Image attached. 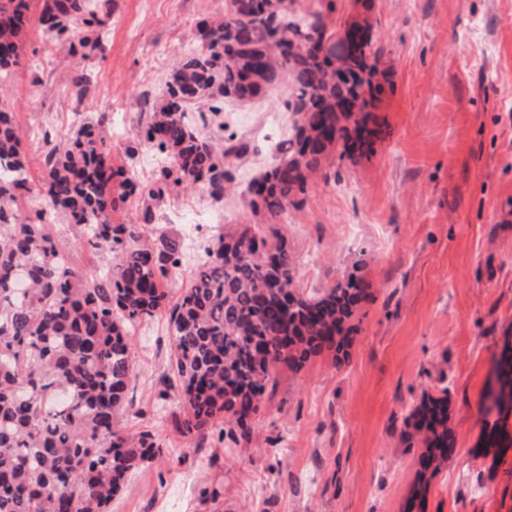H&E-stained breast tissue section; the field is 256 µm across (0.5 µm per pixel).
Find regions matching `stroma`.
Returning <instances> with one entry per match:
<instances>
[{"instance_id":"35a3bbf8","label":"stroma","mask_w":512,"mask_h":512,"mask_svg":"<svg viewBox=\"0 0 512 512\" xmlns=\"http://www.w3.org/2000/svg\"><path fill=\"white\" fill-rule=\"evenodd\" d=\"M96 31L101 49L73 54L45 45L37 19L20 63L0 83L31 182L44 137L65 139L99 123L113 165L148 185L166 165L139 146L140 113L163 102L168 75L197 48L196 27L220 18L224 0H111ZM332 22L369 24L392 84L374 114L370 151L326 164L286 235L296 280L311 294L350 272L367 283L343 350L312 357L276 384L252 421L250 442L228 447L219 429L195 445L172 428L180 398H159L171 343L158 316L134 334L138 429L158 428L160 456L135 470L112 512H512V448L486 446L494 422L481 408L512 346V0H294ZM82 93H75L74 82ZM287 84L225 103L210 118L261 151L234 172L238 185L272 162L267 146L288 130ZM132 197L117 224H145L191 240L172 294L187 288L218 233L258 223L241 196L214 203L205 190L174 189L143 216ZM55 233L71 264L92 276L112 263L78 245L69 217ZM362 269H355V262ZM447 397L452 446L426 494L415 492L425 447L412 411Z\"/></svg>"}]
</instances>
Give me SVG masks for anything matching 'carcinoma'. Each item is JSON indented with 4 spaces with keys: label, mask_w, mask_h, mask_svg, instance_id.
<instances>
[{
    "label": "carcinoma",
    "mask_w": 512,
    "mask_h": 512,
    "mask_svg": "<svg viewBox=\"0 0 512 512\" xmlns=\"http://www.w3.org/2000/svg\"><path fill=\"white\" fill-rule=\"evenodd\" d=\"M31 0H0V79L19 63ZM109 13V0H43L39 17L49 40L86 47V28ZM341 27L318 11L298 12L281 0H232L221 23L199 24L200 49L168 76L160 110L147 117L141 142L172 158L147 197L160 200L183 184L202 183L224 199L230 168L252 141L228 138L219 149L191 118L214 86L251 99L286 80L295 115L274 163L241 196L270 224H245L220 236L178 298L166 285L181 265L180 244L162 232L112 216L140 192L113 168L98 127L80 126L63 146H45L42 175L29 179L14 116L0 110V512H108L127 476L159 454L149 431H129L136 326L168 317L172 353L164 389L180 393L173 427L188 443L220 428L234 445L250 442L272 369L296 370L343 345L345 324L365 290L352 272L313 294L300 291L286 237L275 222L303 202L312 176L333 157L370 147L369 127L386 77L382 53L361 41L345 58L353 82L336 78L329 58ZM38 195L48 210L24 215L19 200ZM69 216L78 244L107 251L113 265L95 278L72 267L51 219ZM430 418L426 466L448 447L446 400L417 407Z\"/></svg>",
    "instance_id": "1"
}]
</instances>
